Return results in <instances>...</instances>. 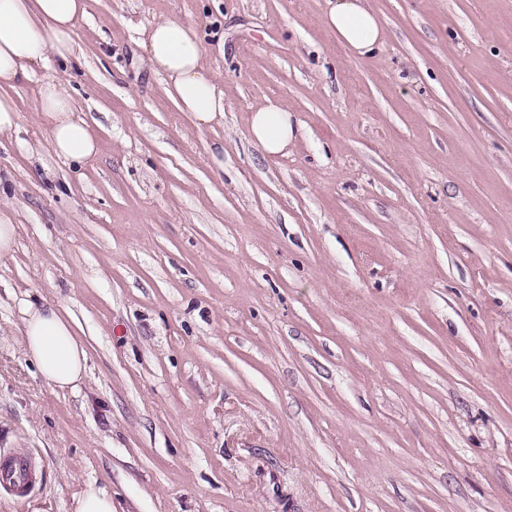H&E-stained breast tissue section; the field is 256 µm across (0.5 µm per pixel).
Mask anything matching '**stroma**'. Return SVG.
Returning <instances> with one entry per match:
<instances>
[{"label": "stroma", "mask_w": 512, "mask_h": 512, "mask_svg": "<svg viewBox=\"0 0 512 512\" xmlns=\"http://www.w3.org/2000/svg\"><path fill=\"white\" fill-rule=\"evenodd\" d=\"M369 4L362 60L327 0H90L79 169L13 90L0 449L40 482L0 512L91 483L115 512H512V0ZM162 19L202 32L223 125L141 60ZM266 104L301 127L287 155L248 137ZM31 303L83 343L77 389L25 356ZM323 25L336 41L359 58H373L381 50L382 25L368 0H328Z\"/></svg>", "instance_id": "35a3bbf8"}]
</instances>
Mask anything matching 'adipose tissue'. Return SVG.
Listing matches in <instances>:
<instances>
[{
	"instance_id": "1",
	"label": "adipose tissue",
	"mask_w": 512,
	"mask_h": 512,
	"mask_svg": "<svg viewBox=\"0 0 512 512\" xmlns=\"http://www.w3.org/2000/svg\"><path fill=\"white\" fill-rule=\"evenodd\" d=\"M328 5L323 25L337 42L356 57H375L382 47L383 28L368 0H328ZM88 7L89 0H0V137L12 134L19 124L12 90L38 81L35 111L48 132L51 150L78 165L98 153L99 141L78 117L54 64L73 56L76 25ZM139 47L150 70L163 77L167 97L179 111L190 113L196 127L223 124L224 94L203 62V43L194 27L172 19L153 22ZM247 132L264 153L284 155L300 128L288 109L269 104L252 110ZM22 333L26 357L50 386L78 387L87 353L71 323L53 305H28Z\"/></svg>"
}]
</instances>
